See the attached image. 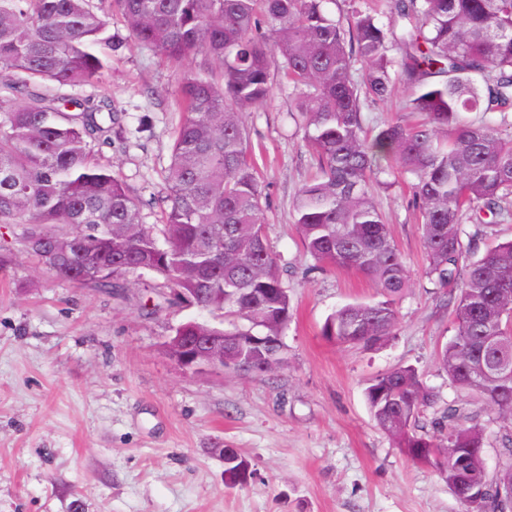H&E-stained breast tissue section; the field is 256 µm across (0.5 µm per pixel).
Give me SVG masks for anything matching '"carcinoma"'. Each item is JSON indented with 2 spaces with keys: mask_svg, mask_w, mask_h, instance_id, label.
<instances>
[{
  "mask_svg": "<svg viewBox=\"0 0 512 512\" xmlns=\"http://www.w3.org/2000/svg\"><path fill=\"white\" fill-rule=\"evenodd\" d=\"M331 0H0V226L21 224L20 250L56 278L121 295L126 276L154 274L163 303L195 306L214 322H184L174 336H226L243 346L239 370L270 374L291 301L265 236L263 194L245 112L266 101L273 69L297 98L303 138L320 176L293 203L305 252L321 267L354 271L380 299L347 303L322 336L372 345L394 334L395 301L410 277L374 201L391 168L414 178L426 276L453 284L455 335L442 348L448 380L476 396L493 421H512V240L469 258L467 224L512 219V0H389L388 24L354 10L344 28ZM119 16L134 43L187 71L173 101L182 112L165 170L164 224L143 223L140 202L92 146L112 144V37ZM361 66V79L355 78ZM409 91L397 120L369 139L361 99L384 103L394 81ZM90 86L82 98L54 93ZM499 113L478 122L472 113ZM167 245L160 246L157 233ZM377 427L412 461L436 468L464 512H512V434L496 476L485 464L487 424L445 404L418 370L395 367L367 384ZM437 410L432 428L417 424ZM224 478L243 486L248 462L224 455Z\"/></svg>",
  "mask_w": 512,
  "mask_h": 512,
  "instance_id": "obj_1",
  "label": "carcinoma"
}]
</instances>
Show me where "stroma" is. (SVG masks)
<instances>
[{
	"instance_id": "stroma-1",
	"label": "stroma",
	"mask_w": 512,
	"mask_h": 512,
	"mask_svg": "<svg viewBox=\"0 0 512 512\" xmlns=\"http://www.w3.org/2000/svg\"><path fill=\"white\" fill-rule=\"evenodd\" d=\"M108 32L114 119L100 151L141 201L144 224H157L183 70L138 47L120 20ZM294 106L279 80L246 117L265 232L291 298L286 364L267 375L183 371L164 343L206 312L153 311L145 271L117 298L36 272L17 254L0 276V512H462L434 468L393 447L364 398L370 379L410 365L446 400L481 409L438 363L453 314L425 275L413 191L399 179L375 194L411 273L398 329L372 346L326 340L336 307L378 290L354 272L315 268L303 252L292 202L317 169ZM227 448L248 461L246 485L226 484Z\"/></svg>"
}]
</instances>
